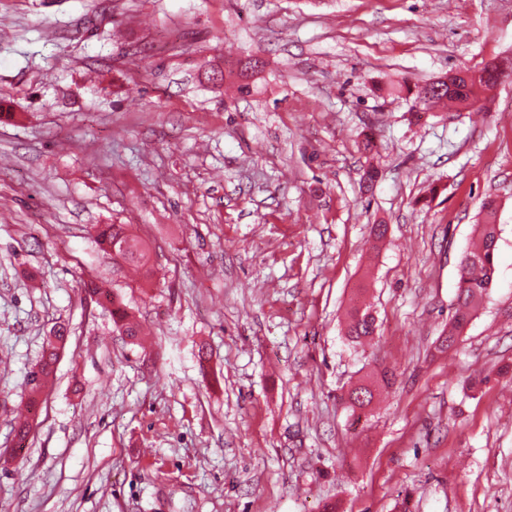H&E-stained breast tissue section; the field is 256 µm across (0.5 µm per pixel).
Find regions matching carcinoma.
Masks as SVG:
<instances>
[{
    "label": "carcinoma",
    "mask_w": 512,
    "mask_h": 512,
    "mask_svg": "<svg viewBox=\"0 0 512 512\" xmlns=\"http://www.w3.org/2000/svg\"><path fill=\"white\" fill-rule=\"evenodd\" d=\"M495 82L483 81L476 78L460 79L458 88L451 89L443 82L438 85L426 87L415 86L414 111L426 112L437 103L447 101L459 110L468 112L484 109L485 90L494 86ZM497 206L494 200L488 198L482 204V220L477 225V234L471 247L464 253L458 268V292L454 311L448 324V334L439 344L440 350L453 347L460 333L470 322L475 311L491 288L495 273V252L499 240V226L496 224ZM97 241L101 250L107 254H116L122 263L115 264L121 269L122 264H130L145 268L144 279L151 277L148 268L149 259L141 242L135 237L127 224H97L95 225ZM86 296L96 298V303L112 305V317L123 335L131 340L137 339L140 333L139 324L135 318L124 309L121 304L104 291L95 281L84 282ZM376 335L375 317L370 307L354 304L348 312L347 336L358 344L370 342ZM66 341V330L62 327L53 331V340L46 342L43 354L38 365L40 382L31 387L29 395V409H34L44 384L53 375L54 366L59 358L60 351ZM396 382L394 375L383 373L366 376L358 383V387L350 393L348 407L352 411L368 408L374 399L375 392L381 388L388 389Z\"/></svg>",
    "instance_id": "obj_1"
}]
</instances>
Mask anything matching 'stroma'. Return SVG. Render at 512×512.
Listing matches in <instances>:
<instances>
[{
    "label": "stroma",
    "mask_w": 512,
    "mask_h": 512,
    "mask_svg": "<svg viewBox=\"0 0 512 512\" xmlns=\"http://www.w3.org/2000/svg\"><path fill=\"white\" fill-rule=\"evenodd\" d=\"M250 54L252 96L211 81ZM510 58L512 0H0V512H512V80L478 113L389 92ZM489 197L494 285L441 352ZM112 222L147 287L99 249ZM129 227V224L94 225L101 250L107 255H112V259L115 252L123 262L122 264L115 263L116 269L113 272L119 271L124 263L141 266L146 268L144 280L148 281L152 271L147 267L149 264L147 252L137 237L130 232ZM84 292L86 296L91 297V299L96 297V303L98 305L103 306L105 303L112 305V317L115 319L114 322L118 329L130 340L137 339L140 333L139 324L135 318L121 306L113 294L111 296L93 280L84 282ZM376 335L375 317L370 307L361 304H354L348 312L347 336L355 343L363 344L370 342ZM66 338V330L63 327H59L53 331V340L46 342V346L43 349V354L37 369L40 374V382L38 385L31 386L30 390V410L34 409L38 405L42 388L53 375L54 366L59 358L61 349L64 347ZM396 382V378L388 372H383L379 379L376 374L367 375L363 380L358 383V387L350 393L348 407L352 409L353 413L368 408L374 399L375 392L380 388H391ZM363 395V396H360ZM363 400H360V398Z\"/></svg>",
    "instance_id": "obj_1"
}]
</instances>
